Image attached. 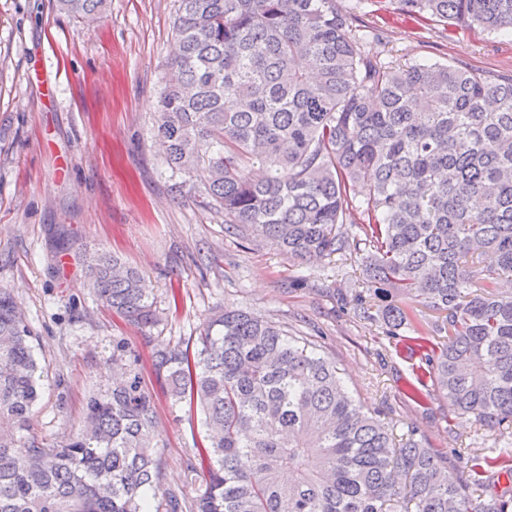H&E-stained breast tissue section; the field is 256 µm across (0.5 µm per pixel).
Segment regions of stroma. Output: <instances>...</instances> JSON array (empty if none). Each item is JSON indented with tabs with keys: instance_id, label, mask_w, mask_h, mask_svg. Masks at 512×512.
Segmentation results:
<instances>
[{
	"instance_id": "35a3bbf8",
	"label": "stroma",
	"mask_w": 512,
	"mask_h": 512,
	"mask_svg": "<svg viewBox=\"0 0 512 512\" xmlns=\"http://www.w3.org/2000/svg\"><path fill=\"white\" fill-rule=\"evenodd\" d=\"M384 36L365 49L381 60L448 61L512 74V31L448 30L400 14L393 0H349ZM175 0H108L82 22L54 0H0V288L36 336L48 380L31 433L66 442L87 397L112 384V348L138 356L162 434L165 487L194 496L204 477L185 466L205 434L201 415L173 404L151 365L155 350L191 346L213 313L247 308L321 345L348 391L379 411L395 435L426 447H494L499 434L454 412L434 387L409 398L419 357L388 339L353 259H291L261 239L228 234L211 208L205 174L173 172L155 140L159 92L174 52ZM72 247L56 252L57 236ZM110 253L138 270L161 320L140 329L97 299L87 265Z\"/></svg>"
}]
</instances>
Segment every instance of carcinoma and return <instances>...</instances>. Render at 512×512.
<instances>
[{
  "mask_svg": "<svg viewBox=\"0 0 512 512\" xmlns=\"http://www.w3.org/2000/svg\"><path fill=\"white\" fill-rule=\"evenodd\" d=\"M174 57L157 135L174 171H207L206 195L231 232L289 258L350 255L387 333L417 332L420 308L443 314L420 376L452 409L512 427V74L441 61L383 62L369 29L340 0H177ZM446 26L512 30V0H393ZM106 0H56L93 19ZM364 183L361 200L350 184ZM497 256L494 266L482 255ZM91 286L143 328L159 315L138 271L101 253ZM90 396L61 446L22 440L46 377L14 296L0 289V512H512V449L458 470L410 430L398 440L350 395L336 362L305 336L235 307L215 313L195 353L156 352L177 404L198 408L207 436L185 478L162 488L154 397L138 358Z\"/></svg>",
  "mask_w": 512,
  "mask_h": 512,
  "instance_id": "cac0c4a2",
  "label": "carcinoma"
}]
</instances>
